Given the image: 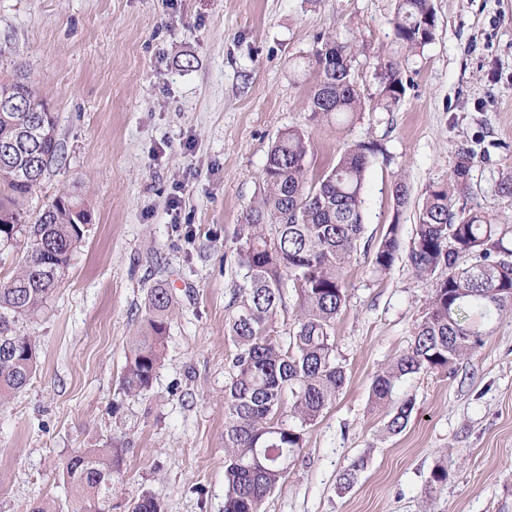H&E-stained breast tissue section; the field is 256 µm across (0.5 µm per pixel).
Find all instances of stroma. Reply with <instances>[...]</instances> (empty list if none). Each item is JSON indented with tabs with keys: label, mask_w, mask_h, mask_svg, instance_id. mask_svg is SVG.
Instances as JSON below:
<instances>
[{
	"label": "stroma",
	"mask_w": 512,
	"mask_h": 512,
	"mask_svg": "<svg viewBox=\"0 0 512 512\" xmlns=\"http://www.w3.org/2000/svg\"><path fill=\"white\" fill-rule=\"evenodd\" d=\"M423 53L397 52L396 0H0V75L27 67L54 112L59 156L25 208L61 191L92 214L45 310L20 326L36 373L0 403V512L39 501L67 508L65 459L109 442L126 450L113 512L151 493L162 512H224V386L245 271L235 236L282 131L304 129L316 166L348 143L380 140L367 173L364 241L336 320L345 385L261 512H512V314L454 369L418 374L406 428L388 434L375 373L405 352L428 280L408 262L425 189L474 150L469 208L512 221L496 183L512 169V0H433ZM364 36L355 80L374 91L377 60L408 76L391 112L346 126L315 123L304 60L319 36ZM411 197L395 209L392 182ZM399 255L374 273L367 241L392 220ZM176 297L164 359L144 397L120 389L127 344L161 269ZM357 458L353 486L339 477ZM445 467L437 483L432 474Z\"/></svg>",
	"instance_id": "stroma-1"
}]
</instances>
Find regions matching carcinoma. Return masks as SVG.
I'll return each instance as SVG.
<instances>
[{
	"instance_id": "cac0c4a2",
	"label": "carcinoma",
	"mask_w": 512,
	"mask_h": 512,
	"mask_svg": "<svg viewBox=\"0 0 512 512\" xmlns=\"http://www.w3.org/2000/svg\"><path fill=\"white\" fill-rule=\"evenodd\" d=\"M395 42L408 55L432 43L436 12L431 0H397L390 21ZM360 38L329 35L312 53L316 85L311 120L352 124L364 112H391L405 92V75L389 61L377 65L378 83L366 95L354 80ZM0 247L23 241L25 265L0 282V400L24 389L37 364L38 348L17 326L36 318L59 287L71 255L82 241L91 213L78 195H56L34 218L23 208L58 157L55 117L27 74L0 80ZM43 125L44 136L29 129ZM383 145L372 138L347 145L320 169L309 161L308 135L281 132L260 174L259 195L246 211L236 239L238 264L247 271L238 309L228 322L236 351L224 393L226 454L224 512H260L306 446L309 427L335 401L346 381L336 357V319L346 307L345 271L364 234L366 175ZM474 152L458 153L448 180L426 188L419 203L408 260L432 282L428 307L411 346L376 372L371 396L391 402L385 430L398 434L414 409L410 396L393 399L406 378L446 372L483 343L491 323L512 313V225L499 224L479 208L455 209L472 194ZM396 208L410 200L407 183L394 181ZM401 224L393 220L372 249L374 273L391 270L400 250ZM296 292L298 310L287 339L272 335L271 320ZM170 289L148 291L142 329L131 337L121 377L125 396L150 390L165 351ZM486 322L477 325L470 313ZM125 449L112 444L83 448L62 465L72 491L71 512H112L115 475ZM128 512H161L141 494Z\"/></svg>"
}]
</instances>
